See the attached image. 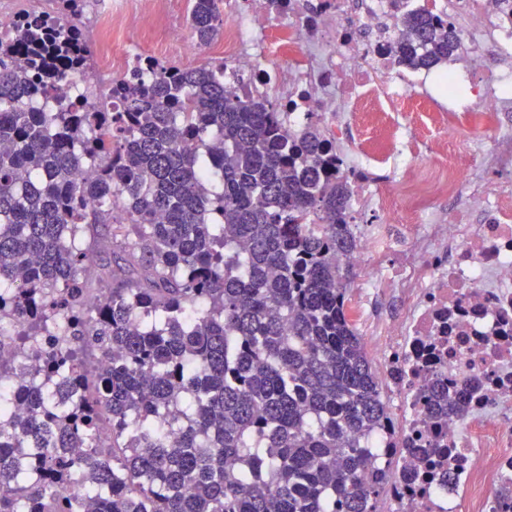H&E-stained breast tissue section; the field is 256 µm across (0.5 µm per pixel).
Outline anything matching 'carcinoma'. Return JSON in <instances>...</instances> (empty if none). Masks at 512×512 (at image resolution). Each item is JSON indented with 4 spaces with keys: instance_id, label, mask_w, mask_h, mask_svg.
<instances>
[{
    "instance_id": "cac0c4a2",
    "label": "carcinoma",
    "mask_w": 512,
    "mask_h": 512,
    "mask_svg": "<svg viewBox=\"0 0 512 512\" xmlns=\"http://www.w3.org/2000/svg\"><path fill=\"white\" fill-rule=\"evenodd\" d=\"M60 2L66 23L27 13L0 37V322L28 326L0 357V512H374L359 471L387 407L336 266L354 247L336 145L227 95L222 61H138L116 112L34 108L94 61L85 0ZM223 4L192 0L200 44ZM457 49L415 12L393 53ZM112 224V291L90 305L85 240Z\"/></svg>"
}]
</instances>
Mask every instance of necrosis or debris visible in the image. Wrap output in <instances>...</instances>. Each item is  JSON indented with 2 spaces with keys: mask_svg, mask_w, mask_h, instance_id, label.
I'll list each match as a JSON object with an SVG mask.
<instances>
[{
  "mask_svg": "<svg viewBox=\"0 0 512 512\" xmlns=\"http://www.w3.org/2000/svg\"><path fill=\"white\" fill-rule=\"evenodd\" d=\"M97 54L87 75H66L88 99L108 81L131 77V36L153 45L148 61L167 64L188 49L189 33L170 22L172 0H92ZM448 19L464 49L462 68L490 72L494 90L469 83L459 107L430 113L444 138L424 158L403 119L414 75L393 62L405 14ZM223 58L231 96L275 99L289 131L308 113L332 116L327 139L347 138L370 111L383 136L344 155L352 196L369 200L376 224L354 227L355 247L339 264L360 286L347 305L380 365L390 404L361 472L394 512H512V189L488 178L466 183L474 154L512 168V0H224V23L209 48ZM478 105L484 121L468 127ZM390 165L394 176L377 177ZM453 202L448 215L422 203ZM374 295H395L394 319L369 318ZM447 391L455 406L435 417L428 396Z\"/></svg>",
  "mask_w": 512,
  "mask_h": 512,
  "instance_id": "4bbe7bcc",
  "label": "necrosis or debris"
}]
</instances>
